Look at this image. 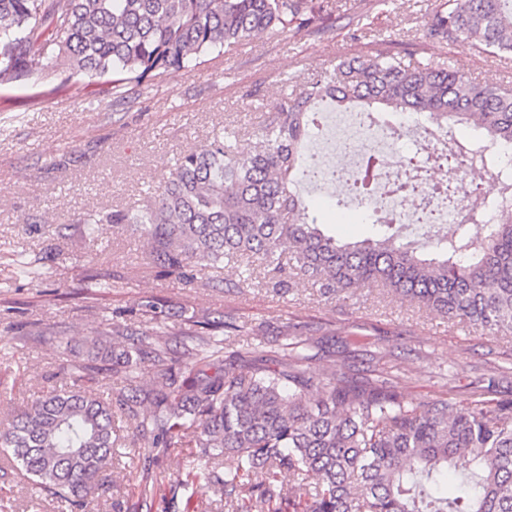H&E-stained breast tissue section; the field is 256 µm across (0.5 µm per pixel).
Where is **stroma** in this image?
Listing matches in <instances>:
<instances>
[{"label": "stroma", "instance_id": "35a3bbf8", "mask_svg": "<svg viewBox=\"0 0 512 512\" xmlns=\"http://www.w3.org/2000/svg\"><path fill=\"white\" fill-rule=\"evenodd\" d=\"M437 3L328 0L325 34L275 32L227 47L221 57L169 71L126 112L113 111L106 77L0 88V427L47 391L65 350L83 352L90 327L105 318L150 327L141 309L147 299L161 303L176 330L203 315L231 319L240 331L230 347L252 362L282 357L291 331L305 368L320 378L362 383L385 370L410 400L464 398L487 385L493 397L512 399V334L448 320L377 284L340 300L302 280L278 292L257 260L247 281L228 267L217 282L201 274L188 283L159 272L133 226L104 224L90 238L78 222L91 211L143 208L177 159L199 150L216 129L236 132L239 150L251 151L273 102L332 70L343 55L380 49L512 86V59L478 53L464 41L427 49L425 18ZM298 191L338 240L377 234L344 185L322 193L303 181ZM21 262L32 276L19 274ZM108 277L113 287H98ZM116 424L136 444L117 449L115 486L91 494L85 512H181L188 492L177 482L189 449L152 447L136 438L127 417ZM145 473L158 488L148 500L138 487ZM0 494L12 512H71L36 493L1 456Z\"/></svg>", "mask_w": 512, "mask_h": 512}]
</instances>
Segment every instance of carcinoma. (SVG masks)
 <instances>
[{"label":"carcinoma","mask_w":512,"mask_h":512,"mask_svg":"<svg viewBox=\"0 0 512 512\" xmlns=\"http://www.w3.org/2000/svg\"><path fill=\"white\" fill-rule=\"evenodd\" d=\"M330 14L318 0H0V86L50 76L112 77V89L148 84L224 47L275 30L317 35ZM432 44L466 41L480 53L512 56V0H442L425 21ZM332 102L372 112L389 124L412 113L436 128L467 123L501 149L512 148V89L431 63L384 53L340 60L331 74L309 78L273 104L251 153L222 129L198 152L178 159L151 206L87 213L78 223L133 224L152 262L170 275L218 273L243 256L264 261L274 288L308 281L321 296L340 297L382 284L451 320L512 331V166L498 171V197L468 189L478 167L499 164L483 145L452 142L435 162L451 160L453 191L478 209L498 212L481 237L462 225L420 251L402 224H382L375 238L342 243L293 191L312 162L304 153L314 111ZM376 161L350 178L354 195L371 191ZM137 334L111 323L88 331L85 358L61 363L57 385L0 430V453L36 489L74 508L91 488L107 491L117 448L115 411L152 436V447L189 439L183 512L194 498L224 494L234 512H512V400L487 392L413 402L378 375L365 386L319 379L295 353L270 365L224 359L227 319L193 321L191 344L161 320ZM125 370L127 390L101 397L79 382L97 362ZM161 368L151 386L137 383L145 362ZM469 458L464 473L457 458ZM226 457L224 478L208 464Z\"/></svg>","instance_id":"cac0c4a2"}]
</instances>
